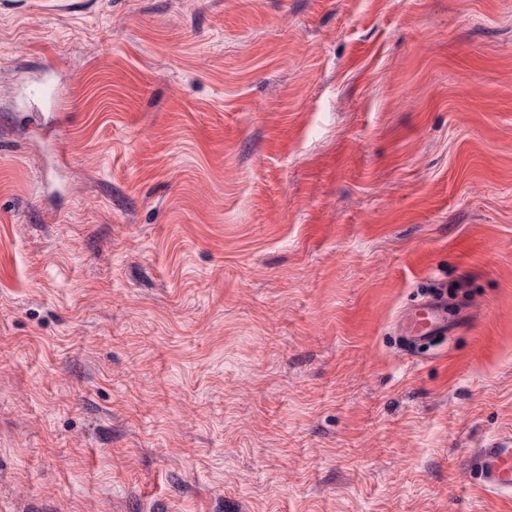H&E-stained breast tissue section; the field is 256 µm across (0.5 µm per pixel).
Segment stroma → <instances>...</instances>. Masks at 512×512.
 Returning <instances> with one entry per match:
<instances>
[{"label": "stroma", "instance_id": "stroma-1", "mask_svg": "<svg viewBox=\"0 0 512 512\" xmlns=\"http://www.w3.org/2000/svg\"><path fill=\"white\" fill-rule=\"evenodd\" d=\"M510 435L512 0H0V512H512ZM447 300H426L403 317L404 335L413 344H426L434 338L448 334ZM468 465L480 479V488L488 493L512 494V438L479 448Z\"/></svg>", "mask_w": 512, "mask_h": 512}]
</instances>
